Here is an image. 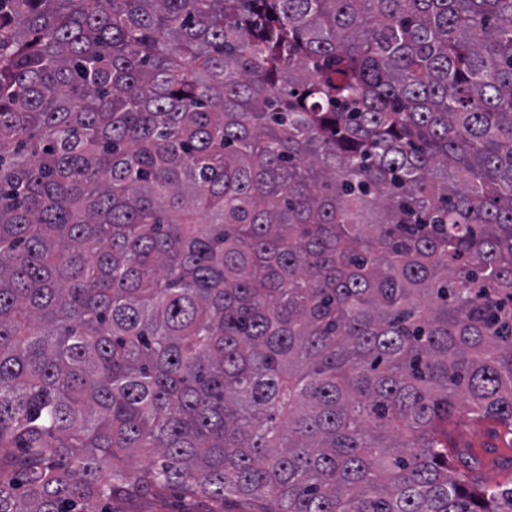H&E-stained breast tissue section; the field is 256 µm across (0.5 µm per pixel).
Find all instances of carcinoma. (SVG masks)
Masks as SVG:
<instances>
[{
    "mask_svg": "<svg viewBox=\"0 0 512 512\" xmlns=\"http://www.w3.org/2000/svg\"><path fill=\"white\" fill-rule=\"evenodd\" d=\"M486 420L512 0H0V512H512ZM115 510L123 512H259L255 503L226 501L223 504H202L196 500L186 499L174 490H167L156 498H130L112 505Z\"/></svg>",
    "mask_w": 512,
    "mask_h": 512,
    "instance_id": "carcinoma-1",
    "label": "carcinoma"
}]
</instances>
